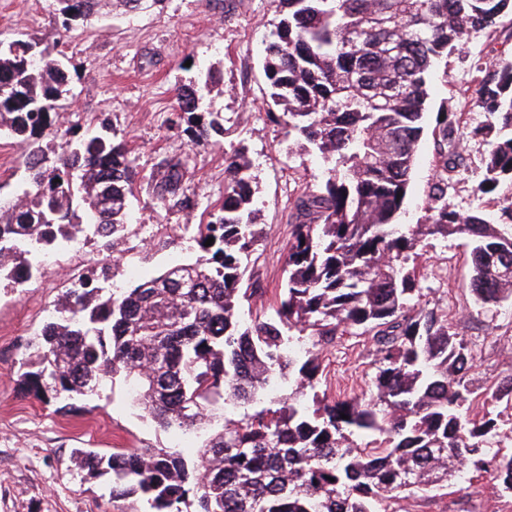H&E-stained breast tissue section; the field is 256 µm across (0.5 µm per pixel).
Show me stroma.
Listing matches in <instances>:
<instances>
[{
  "label": "stroma",
  "mask_w": 512,
  "mask_h": 512,
  "mask_svg": "<svg viewBox=\"0 0 512 512\" xmlns=\"http://www.w3.org/2000/svg\"><path fill=\"white\" fill-rule=\"evenodd\" d=\"M281 18L279 0H108L95 16L64 28L57 0H0V41L31 40L61 51L75 98L65 124L75 137L108 135L126 142L137 160L141 186L133 218L119 253L102 250L96 239L50 252L54 273L34 276L15 288L0 283V512H125L113 501L111 478L86 480L77 474L73 452L90 448L109 455L131 448L171 447L194 456L190 439L157 429L133 407L123 382L106 385L81 399L45 404L19 394L16 372L29 340L39 331L73 279L101 285L100 265L117 261L110 287H129L192 259L198 246L191 227L207 221L224 199V153L241 145L259 185L264 238L249 274L260 293L254 313L272 315L281 294L288 251V197L318 184L322 171L301 152L284 126L267 113L270 89L263 68L264 42ZM505 30H487L441 62L448 80L431 90L427 126L439 111L457 112L466 125L484 121L475 95L472 62ZM219 80L201 102V111L224 114L223 139L198 140L168 119L176 89L208 68ZM466 165L448 178L449 204L463 213H481L500 223L503 185L481 193L488 143L462 142ZM181 156L187 167L189 205L161 202L150 184L157 164ZM432 137H423L401 218L424 224L430 216L429 188L437 179ZM23 150L0 129V197L20 192ZM421 303L447 312L468 340L475 362L474 386L484 388L512 374V306L481 308L470 291L472 265L467 241L434 236L410 253ZM376 372V353L365 337L343 336L325 349L321 386L336 398L362 395ZM401 512H512V495L502 493L492 471L466 470L447 486L401 501Z\"/></svg>",
  "instance_id": "obj_1"
}]
</instances>
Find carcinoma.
Returning a JSON list of instances; mask_svg holds the SVG:
<instances>
[{"label":"carcinoma","instance_id":"cac0c4a2","mask_svg":"<svg viewBox=\"0 0 512 512\" xmlns=\"http://www.w3.org/2000/svg\"><path fill=\"white\" fill-rule=\"evenodd\" d=\"M62 4L63 25L86 20L99 0ZM263 70L291 139L322 179L288 197L291 239L275 313L245 317L257 224L251 163L224 153V202L192 227L199 255L132 288L80 279L29 341L16 384L44 403L88 396L120 377L143 417L199 440L189 462L170 448L104 457L81 450L89 476L112 474V499L143 495L147 512H384L460 471L493 466L512 494V453L501 448L500 403L512 409V375L480 394L474 355L448 315L420 305L405 270L427 235L471 246V292L480 306L512 304V225L448 204L443 180L464 166L461 117L437 113L440 180L430 223H397L424 131L436 61L477 33L506 23L512 0H281ZM489 140L484 194L512 186V61L474 63ZM216 72L178 90V112L196 139L224 137V116L199 113ZM70 93L50 48L0 42V126L24 147L28 188L0 201V279L80 233L116 248L125 238L137 165L124 141L68 138L59 122ZM185 163H159L153 192L188 205ZM214 238V243L205 242ZM345 334L378 354L369 397L319 394L317 348ZM311 347L298 346L302 338ZM483 409L471 412L476 400ZM347 418H341V415ZM376 439L364 443L368 436Z\"/></svg>","mask_w":512,"mask_h":512}]
</instances>
